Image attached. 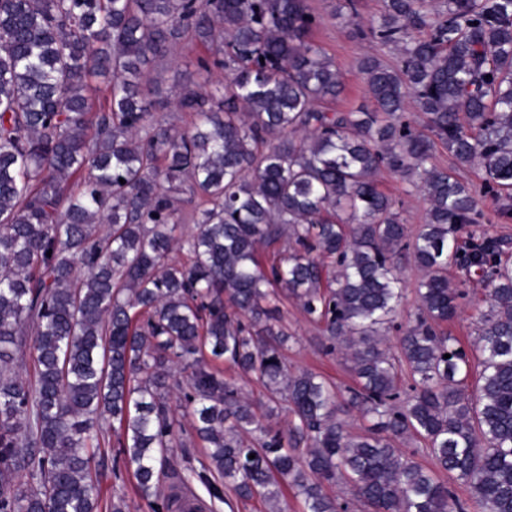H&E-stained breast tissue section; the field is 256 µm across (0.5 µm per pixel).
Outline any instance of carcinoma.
Here are the masks:
<instances>
[{"label": "carcinoma", "mask_w": 512, "mask_h": 512, "mask_svg": "<svg viewBox=\"0 0 512 512\" xmlns=\"http://www.w3.org/2000/svg\"><path fill=\"white\" fill-rule=\"evenodd\" d=\"M315 22L309 0H0V512H124L100 506L108 444L152 512L193 480L268 512L285 488L305 512H347L340 485L370 512H468L456 483L512 512V261L461 242L481 195L512 218V0H385L370 37L398 64L361 61L357 112L318 108L341 81ZM186 38L209 79L162 94L157 64ZM409 99L453 169L430 165ZM168 107L190 126L156 120ZM477 160L479 189L456 176ZM383 167L428 201L414 233ZM182 195L199 200L186 233ZM405 253L417 306L393 351ZM450 265L490 278L473 351L441 330L464 297ZM288 299L350 352L346 398L288 369ZM195 440L208 464L164 487L157 464Z\"/></svg>", "instance_id": "obj_1"}]
</instances>
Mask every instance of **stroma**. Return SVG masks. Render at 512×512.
<instances>
[{
	"label": "stroma",
	"mask_w": 512,
	"mask_h": 512,
	"mask_svg": "<svg viewBox=\"0 0 512 512\" xmlns=\"http://www.w3.org/2000/svg\"><path fill=\"white\" fill-rule=\"evenodd\" d=\"M317 18L310 38L320 45L333 61L342 82L341 93L333 99L320 102V109L327 111H349L369 105L370 99L363 74L359 70L361 58L375 54L392 63L396 60L394 49L370 42L369 26L383 11L384 0H355V13H348L344 0H309ZM204 49L193 42L178 45L172 54L159 66L163 87L176 83L196 85L203 83L205 74L198 72L192 64ZM380 189L389 195L401 211L409 229L424 223L428 208L427 200L399 174L389 170L377 177ZM452 282L469 293L460 308L457 318L448 323V333L462 344H472L476 338L477 321L481 311L487 308V282L464 275L457 267H449ZM282 322L293 333L294 339L287 351L288 363L295 369H307L323 375L338 387L353 384L351 363L340 352H327L328 340L322 332L310 324L296 302L288 301L280 306ZM115 448H105L99 467V485L104 501L124 500L125 512H151L135 489V480L122 463L115 460Z\"/></svg>",
	"instance_id": "stroma-1"
}]
</instances>
